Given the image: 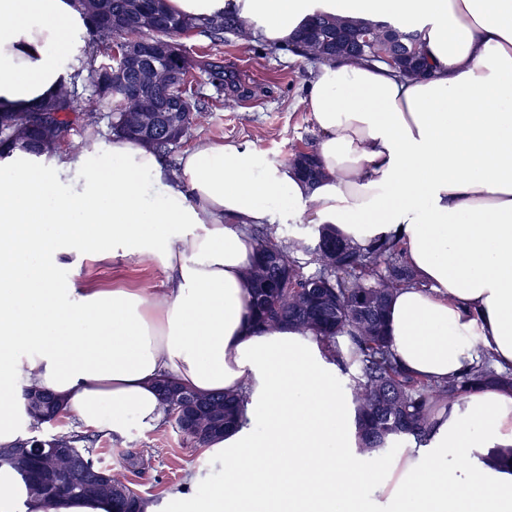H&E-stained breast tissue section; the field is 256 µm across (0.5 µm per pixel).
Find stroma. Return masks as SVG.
Returning <instances> with one entry per match:
<instances>
[{"label":"stroma","instance_id":"obj_1","mask_svg":"<svg viewBox=\"0 0 512 512\" xmlns=\"http://www.w3.org/2000/svg\"><path fill=\"white\" fill-rule=\"evenodd\" d=\"M225 71L234 85L218 88L206 74L192 83L195 99L210 107L202 122L174 147L180 158L198 140L248 142L269 160L290 161L296 151L313 150L318 132L303 103L305 85L317 62L288 50H273L258 37L241 38L228 33L220 45ZM62 283L76 288H152L166 282L149 260L116 259L109 264L85 261L79 269L63 274ZM92 450L95 460L112 467H128L129 458L141 464L128 468L132 489L143 499L161 501L178 490L190 473L205 464L200 448L187 444L171 425L145 428L128 419L120 435L99 433Z\"/></svg>","mask_w":512,"mask_h":512}]
</instances>
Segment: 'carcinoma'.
Instances as JSON below:
<instances>
[{
  "instance_id": "cac0c4a2",
  "label": "carcinoma",
  "mask_w": 512,
  "mask_h": 512,
  "mask_svg": "<svg viewBox=\"0 0 512 512\" xmlns=\"http://www.w3.org/2000/svg\"><path fill=\"white\" fill-rule=\"evenodd\" d=\"M88 26V46H107L110 60L96 62L90 57L69 85L30 110L0 111V147L14 149L23 142L25 152L40 156L60 149V140L83 121L93 137L98 130L90 114L80 117L78 83L87 80L96 99L110 103V129L114 135L133 138L168 156L202 118L206 106L194 102L187 85L198 72L224 81V65L218 53L203 52L194 57L178 38L199 32L220 42L227 32H241L232 17L193 20L168 12L164 0H74ZM125 41L150 42L162 49L155 60L179 73L182 82L155 90L162 105L182 115L184 128L178 135L147 137L132 117L143 104L122 95L127 81L145 86L147 78L124 71L122 54ZM297 52L315 60L327 58L378 61L385 56L394 62L402 76H415L425 70L418 34L392 24H376L358 18L319 15L311 19L299 36ZM292 164L298 174L313 184L323 177L313 152H297ZM256 254L247 272L251 293L249 309L253 325L272 328L288 325L312 335L331 352L340 369L350 375L348 390L356 407V428L360 452L371 454L396 448L411 441H426L436 406L454 402L485 387L512 392V369L499 370L484 357L468 371L442 380L423 381L414 377L396 359L387 333L386 316L393 293L414 280L401 248L392 240H376L359 246L344 238L332 224L315 228L312 242L276 241L275 229L263 225L252 229ZM311 257L318 266L315 273L302 271L301 256ZM210 405L224 410V429L233 427L240 408V396L224 393L205 397ZM201 429L182 436L194 446L209 441L205 427L211 416L200 411ZM55 438L69 451L53 460L51 469L66 474L86 465L100 466L87 446L89 439L75 432L59 433ZM9 469L24 480L30 492L41 494L46 471L11 465ZM111 493L73 490L63 487L54 498L101 497L112 501L115 512H140L142 499L128 486L122 471H109Z\"/></svg>"
}]
</instances>
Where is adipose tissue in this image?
<instances>
[{
	"instance_id": "adipose-tissue-1",
	"label": "adipose tissue",
	"mask_w": 512,
	"mask_h": 512,
	"mask_svg": "<svg viewBox=\"0 0 512 512\" xmlns=\"http://www.w3.org/2000/svg\"><path fill=\"white\" fill-rule=\"evenodd\" d=\"M194 19L232 14L268 47H295L317 14L392 21L420 33L428 68L319 64L304 104L324 171L308 185L249 143L201 141L177 170L137 141L0 159V445L28 438L19 388L53 393L61 415L123 432L156 426L168 379L244 398L237 427L142 512H512V395L484 388L439 404L425 444L388 477L362 468L355 407L338 367L294 328L255 330L242 227L332 224L365 246L402 241L415 282L388 310L398 361L441 380L482 356L512 368V0H165ZM72 0H0V107L38 105L87 61ZM144 258L150 288L58 285L83 261ZM0 512H113L104 498L49 503L0 469Z\"/></svg>"
}]
</instances>
